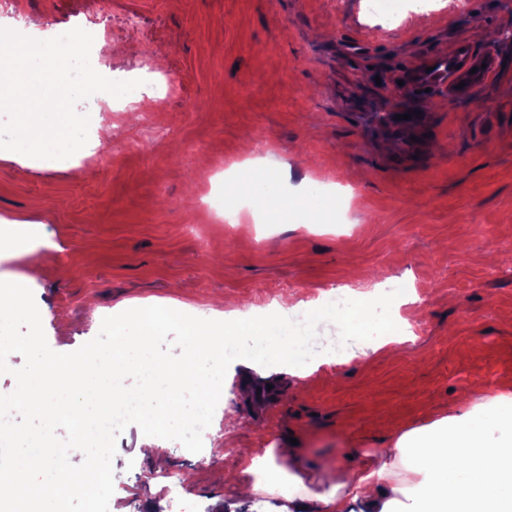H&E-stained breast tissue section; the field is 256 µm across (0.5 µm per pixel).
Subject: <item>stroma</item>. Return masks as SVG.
Here are the masks:
<instances>
[{"instance_id":"1","label":"stroma","mask_w":512,"mask_h":512,"mask_svg":"<svg viewBox=\"0 0 512 512\" xmlns=\"http://www.w3.org/2000/svg\"><path fill=\"white\" fill-rule=\"evenodd\" d=\"M88 0H27L29 32L82 26ZM105 77L182 79L151 124L124 113L105 163L0 158V234L44 225L45 257L0 241V281L25 277L50 348L77 350L103 318L162 302L200 318L269 314L336 291L404 287L393 354L316 356L306 377L233 362L208 427L211 460L160 441L151 475L145 436L117 438L109 512H277L278 494L243 495V451L288 438L310 471L358 448L393 447L449 411H512V0H406L392 16L369 0H107ZM468 53L483 70L460 89L426 86L434 61ZM418 112L416 124L381 123ZM238 179L280 172L288 196L321 185L326 223L303 209L268 217L226 198L219 163ZM227 201L232 225L204 203ZM250 399H242L243 386ZM503 400L487 405L490 393Z\"/></svg>"}]
</instances>
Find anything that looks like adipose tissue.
Instances as JSON below:
<instances>
[{"label": "adipose tissue", "mask_w": 512, "mask_h": 512, "mask_svg": "<svg viewBox=\"0 0 512 512\" xmlns=\"http://www.w3.org/2000/svg\"><path fill=\"white\" fill-rule=\"evenodd\" d=\"M495 432V441H487L470 412L452 414L423 432L404 433L394 447L362 463L346 457L328 463L313 489L293 449L251 450L244 456L243 488L254 493L278 483L279 512H347L352 496L371 512H512L511 414ZM452 467L464 480L448 479Z\"/></svg>", "instance_id": "adipose-tissue-1"}]
</instances>
